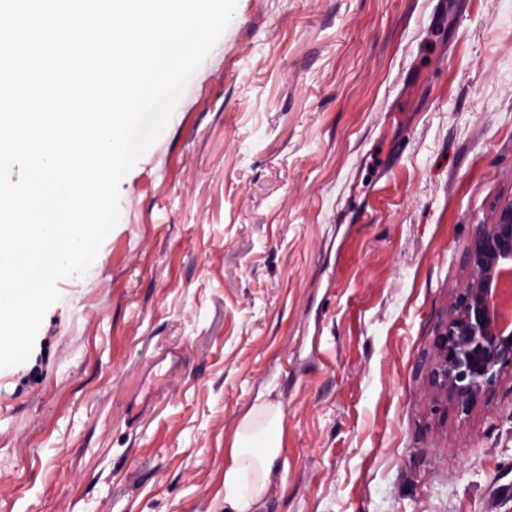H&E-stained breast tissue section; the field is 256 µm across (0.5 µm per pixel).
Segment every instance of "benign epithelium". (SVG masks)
I'll list each match as a JSON object with an SVG mask.
<instances>
[{
    "label": "benign epithelium",
    "mask_w": 512,
    "mask_h": 512,
    "mask_svg": "<svg viewBox=\"0 0 512 512\" xmlns=\"http://www.w3.org/2000/svg\"><path fill=\"white\" fill-rule=\"evenodd\" d=\"M463 263L469 276L454 289V301L438 324L427 375L434 400L468 413L490 401L512 375V326H501L497 317V276L512 267V203L499 210L494 223L475 225Z\"/></svg>",
    "instance_id": "benign-epithelium-1"
}]
</instances>
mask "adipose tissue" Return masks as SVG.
Returning <instances> with one entry per match:
<instances>
[{
    "mask_svg": "<svg viewBox=\"0 0 512 512\" xmlns=\"http://www.w3.org/2000/svg\"><path fill=\"white\" fill-rule=\"evenodd\" d=\"M284 412L262 392L240 419L224 462V512H257L281 466Z\"/></svg>",
    "mask_w": 512,
    "mask_h": 512,
    "instance_id": "adipose-tissue-1",
    "label": "adipose tissue"
}]
</instances>
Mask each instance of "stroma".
I'll return each instance as SVG.
<instances>
[{
    "label": "stroma",
    "mask_w": 512,
    "mask_h": 512,
    "mask_svg": "<svg viewBox=\"0 0 512 512\" xmlns=\"http://www.w3.org/2000/svg\"><path fill=\"white\" fill-rule=\"evenodd\" d=\"M508 202L512 0H237L94 262L0 369V512H223L267 388L259 512H512V381L463 415L427 376ZM260 392L240 419L224 462V512H258L281 466L282 403Z\"/></svg>",
    "instance_id": "35a3bbf8"
}]
</instances>
